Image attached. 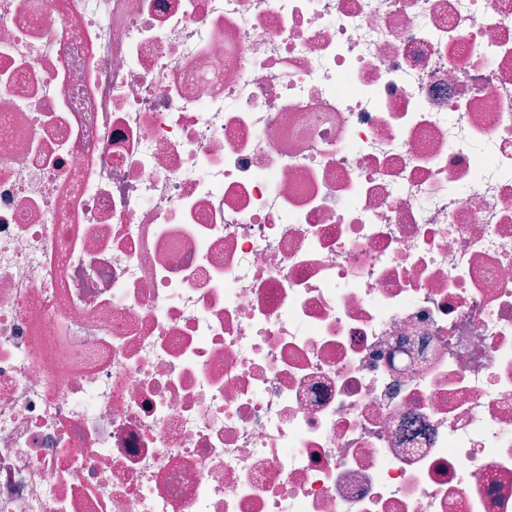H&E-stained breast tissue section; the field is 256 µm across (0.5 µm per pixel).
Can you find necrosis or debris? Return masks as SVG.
Instances as JSON below:
<instances>
[{
    "mask_svg": "<svg viewBox=\"0 0 512 512\" xmlns=\"http://www.w3.org/2000/svg\"><path fill=\"white\" fill-rule=\"evenodd\" d=\"M0 512H512V0H0Z\"/></svg>",
    "mask_w": 512,
    "mask_h": 512,
    "instance_id": "necrosis-or-debris-1",
    "label": "necrosis or debris"
}]
</instances>
